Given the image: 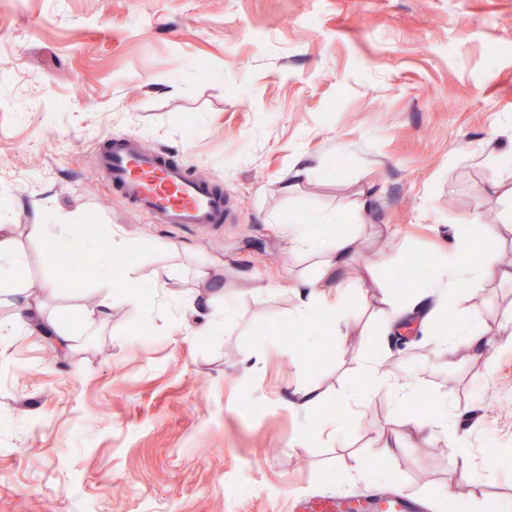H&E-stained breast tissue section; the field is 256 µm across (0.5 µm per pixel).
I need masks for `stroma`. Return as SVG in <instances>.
<instances>
[{"label":"stroma","mask_w":512,"mask_h":512,"mask_svg":"<svg viewBox=\"0 0 512 512\" xmlns=\"http://www.w3.org/2000/svg\"><path fill=\"white\" fill-rule=\"evenodd\" d=\"M115 134L219 181L224 222L157 224L114 196L96 158ZM511 187L512 0H0V224L25 256L15 287L62 274L29 225L112 224L133 242L106 320L82 314L97 268L46 298L75 350L0 335V512H298L300 497L364 491L420 512L512 507V462L484 454L512 449V284L461 285L452 323L478 307L483 336L451 362L437 332L380 333L381 296L408 256L439 261L478 214L512 210ZM314 215L333 219L319 236L361 244L341 275L366 285L344 291L342 323L296 321L318 258L290 252L282 226ZM210 266L220 274L202 282ZM198 291L234 308L209 336L193 331ZM373 355L428 396L427 413L443 397L463 411L457 427L427 436L381 389L350 400ZM298 388L318 395L305 417L288 406ZM384 433L399 447L379 457Z\"/></svg>","instance_id":"35a3bbf8"}]
</instances>
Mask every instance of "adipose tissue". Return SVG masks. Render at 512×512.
<instances>
[{
	"label": "adipose tissue",
	"instance_id": "obj_1",
	"mask_svg": "<svg viewBox=\"0 0 512 512\" xmlns=\"http://www.w3.org/2000/svg\"><path fill=\"white\" fill-rule=\"evenodd\" d=\"M285 241L288 247L294 251L300 253L317 251L323 256L319 278L306 282L304 290L299 293L298 320L306 321L316 310L322 308L326 309L336 320H344L346 317L345 306L340 303L326 304L323 290L330 286L338 268L346 263L355 252V238L340 234L323 242L316 238L310 224L291 221L285 226ZM468 249L469 236L465 233L461 234L451 245L448 257L439 262L431 279L423 285L425 295L429 299L428 305L421 307L413 300L391 303L390 308L396 323H404L415 315L427 320L440 315L448 308L449 292L460 282L512 281V265H499L491 257L481 263L468 261L465 258ZM11 328L15 331H35L44 336H54L59 346L63 348L72 345V338L63 324L48 316L43 304L35 299H25L18 305Z\"/></svg>",
	"mask_w": 512,
	"mask_h": 512
}]
</instances>
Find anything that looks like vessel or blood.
<instances>
[{
    "instance_id": "obj_1",
    "label": "vessel or blood",
    "mask_w": 512,
    "mask_h": 512,
    "mask_svg": "<svg viewBox=\"0 0 512 512\" xmlns=\"http://www.w3.org/2000/svg\"><path fill=\"white\" fill-rule=\"evenodd\" d=\"M98 162L114 194L148 213L156 223L203 227L224 221V191L189 173L165 152L138 149L115 135ZM406 497L358 496L337 500L336 512H408Z\"/></svg>"
}]
</instances>
